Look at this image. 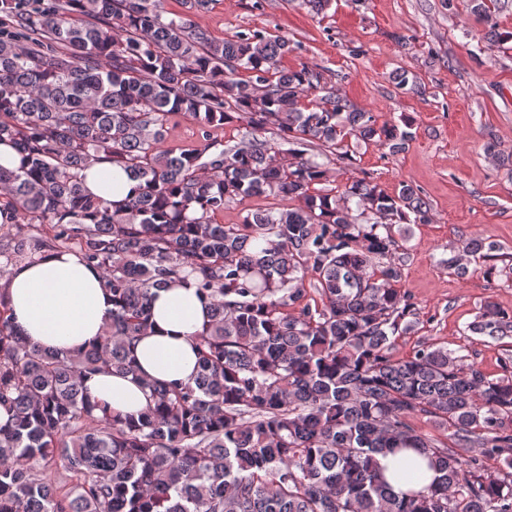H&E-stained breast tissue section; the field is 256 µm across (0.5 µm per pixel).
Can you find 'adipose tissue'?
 <instances>
[{
	"label": "adipose tissue",
	"mask_w": 512,
	"mask_h": 512,
	"mask_svg": "<svg viewBox=\"0 0 512 512\" xmlns=\"http://www.w3.org/2000/svg\"><path fill=\"white\" fill-rule=\"evenodd\" d=\"M84 175L92 194L117 204L138 191L137 180L116 163H95ZM0 297L23 336L47 349H81L103 336L112 322V295L99 269L73 253L53 251L16 267L0 280ZM209 321L194 277L155 290L150 328L134 348L139 379L116 372L93 375L84 382L91 403L123 416H139L149 404V384L184 382L195 374L193 338ZM379 464L397 493L419 490L434 477L426 458L411 449L380 457ZM404 465L417 472L416 480L401 477Z\"/></svg>",
	"instance_id": "obj_1"
}]
</instances>
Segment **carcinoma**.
Here are the masks:
<instances>
[{
	"instance_id": "obj_1",
	"label": "carcinoma",
	"mask_w": 512,
	"mask_h": 512,
	"mask_svg": "<svg viewBox=\"0 0 512 512\" xmlns=\"http://www.w3.org/2000/svg\"><path fill=\"white\" fill-rule=\"evenodd\" d=\"M288 50L259 31L216 39L164 19L161 0H0V142L23 155L0 167V211L16 248L0 278L43 247L98 267L112 323L89 347L43 349L0 299V512H512V375L488 377L466 355L424 345L390 356L414 330L401 277L398 224L430 223L419 189L388 195L362 178L319 194L324 164L307 155L348 136L398 153L409 137L351 108L314 68L282 70ZM248 78H235L239 71ZM319 97L306 110L301 96ZM203 129L194 148L164 146L173 115ZM251 138L209 130L233 119ZM274 130L293 161L261 137ZM120 164L140 192L114 206L87 194L82 172ZM260 195L299 208L217 224L224 207ZM500 245L469 238L462 256L492 261ZM314 274L321 306L300 305ZM193 274L210 323L195 336L192 381L150 383L137 420L95 413L84 379L138 377L132 347L149 328L152 290ZM468 330L499 340L512 314L493 303ZM435 419L451 443L419 432ZM478 447L481 456L469 454ZM413 449L437 476L394 495L376 455ZM63 460V491L45 470ZM498 463L486 472L483 460ZM249 128L245 121H232L225 123L223 128L213 131L211 138L220 144H240L248 138Z\"/></svg>"
}]
</instances>
